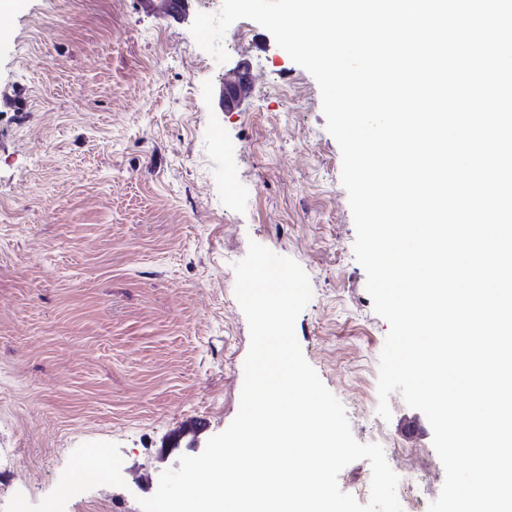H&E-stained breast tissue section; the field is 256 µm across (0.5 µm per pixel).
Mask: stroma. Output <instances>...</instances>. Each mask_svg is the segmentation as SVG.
<instances>
[{"mask_svg": "<svg viewBox=\"0 0 512 512\" xmlns=\"http://www.w3.org/2000/svg\"><path fill=\"white\" fill-rule=\"evenodd\" d=\"M179 19L144 0H24L0 39V512H142L183 455L237 415L250 347L233 265L257 242L296 261L312 297L295 331L343 404L423 503L445 472L425 415L377 413L389 330L354 255L341 153L314 77L259 24L247 58L200 70ZM239 148L234 170L224 147ZM101 454L107 467L91 471ZM234 80L224 82L220 93V107L224 112H236L246 99L250 85V62L241 58L230 68Z\"/></svg>", "mask_w": 512, "mask_h": 512, "instance_id": "1", "label": "stroma"}]
</instances>
